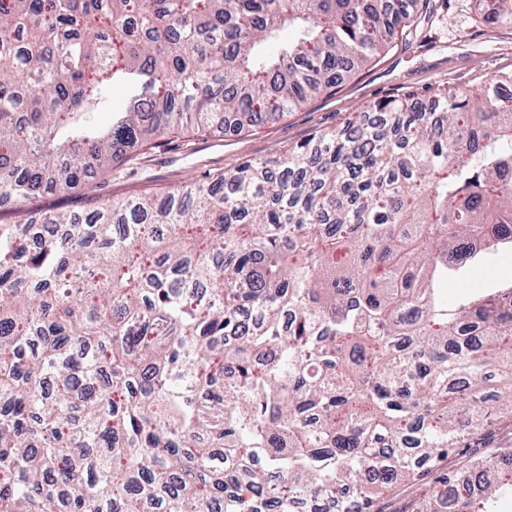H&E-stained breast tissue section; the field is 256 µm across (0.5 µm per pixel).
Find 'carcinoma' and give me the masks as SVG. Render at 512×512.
Segmentation results:
<instances>
[{
  "mask_svg": "<svg viewBox=\"0 0 512 512\" xmlns=\"http://www.w3.org/2000/svg\"><path fill=\"white\" fill-rule=\"evenodd\" d=\"M419 4L0 0V206L21 214L0 223V512H379L512 414V284L452 314L445 293L512 244V76L380 101L209 182L28 209L166 131L305 105ZM441 481L415 512L512 499L511 478L478 507ZM127 94L121 85H116L112 88L110 96V107L106 112H97L93 116L95 121L101 127H108L112 123V113L121 112L127 106Z\"/></svg>",
  "mask_w": 512,
  "mask_h": 512,
  "instance_id": "1",
  "label": "carcinoma"
}]
</instances>
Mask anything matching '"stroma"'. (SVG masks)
Instances as JSON below:
<instances>
[{"mask_svg": "<svg viewBox=\"0 0 512 512\" xmlns=\"http://www.w3.org/2000/svg\"><path fill=\"white\" fill-rule=\"evenodd\" d=\"M512 74V24L490 25L481 0H426L391 44L335 89L312 98L280 119L236 132L220 128L175 130L153 140L126 160L92 173L79 189L42 195L35 211H82L93 200H125L169 190L229 172L251 160H278L289 148L320 132L342 128L368 105L410 94L428 96L443 88L472 90L490 77ZM512 281V248L494 247L484 268L448 282V298L467 300ZM512 446V416L493 419L477 435L448 454L446 472L464 473L470 460H496ZM438 474L379 498L381 512H414L439 498Z\"/></svg>", "mask_w": 512, "mask_h": 512, "instance_id": "stroma-1", "label": "stroma"}]
</instances>
